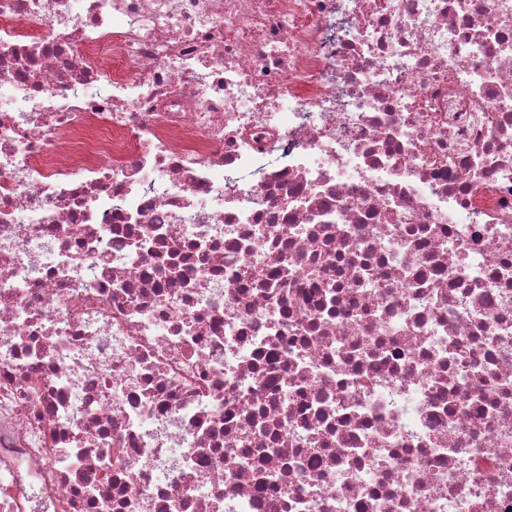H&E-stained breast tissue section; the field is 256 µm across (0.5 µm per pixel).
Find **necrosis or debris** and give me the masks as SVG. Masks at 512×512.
<instances>
[{
	"instance_id": "obj_1",
	"label": "necrosis or debris",
	"mask_w": 512,
	"mask_h": 512,
	"mask_svg": "<svg viewBox=\"0 0 512 512\" xmlns=\"http://www.w3.org/2000/svg\"><path fill=\"white\" fill-rule=\"evenodd\" d=\"M0 512H512V0H0Z\"/></svg>"
}]
</instances>
